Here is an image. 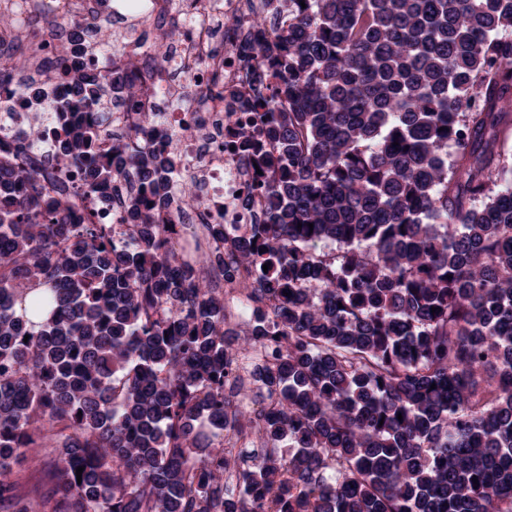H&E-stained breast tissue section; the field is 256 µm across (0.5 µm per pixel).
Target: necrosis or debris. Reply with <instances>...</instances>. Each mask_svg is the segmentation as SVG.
I'll return each mask as SVG.
<instances>
[{
	"label": "necrosis or debris",
	"instance_id": "obj_1",
	"mask_svg": "<svg viewBox=\"0 0 512 512\" xmlns=\"http://www.w3.org/2000/svg\"><path fill=\"white\" fill-rule=\"evenodd\" d=\"M14 19L15 28L0 32V70L10 82L0 88V137L24 136L29 124H40L47 134L41 156H49L55 142L49 106L61 93L58 83L44 77L59 68L58 46L62 31L48 32L31 44L29 61L19 64L14 52L17 29L41 21L80 17L95 20L99 0H0ZM123 10L137 15L142 24L122 48L107 52L94 39H86L81 53L90 64L113 68L134 58L128 78L139 92L113 109V125L134 131L141 118L159 115L166 132L152 148L174 145L179 164L168 175L172 198L181 195L185 176L197 186L193 200L182 202L165 221L177 225L183 242H191L203 225H223L226 235L245 234L248 225L264 221L265 200L256 184L250 158L233 149L225 138L227 128L241 124L258 129L262 115L239 111L238 100L220 95L217 85L256 88L259 70L244 66L242 48L254 34L258 15H275L272 0H121ZM174 24L179 38L156 52L155 30ZM38 95L36 110L23 107L19 91Z\"/></svg>",
	"mask_w": 512,
	"mask_h": 512
}]
</instances>
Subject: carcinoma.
<instances>
[{"label": "carcinoma", "instance_id": "1", "mask_svg": "<svg viewBox=\"0 0 512 512\" xmlns=\"http://www.w3.org/2000/svg\"><path fill=\"white\" fill-rule=\"evenodd\" d=\"M278 7L246 51L266 128L235 131L266 203L232 242L264 306L242 335L210 245L154 220L168 159L100 154L104 94L137 89L74 59L82 24L47 161L76 182L14 163L40 128L0 144V512H512V0ZM130 175L132 225L75 216ZM241 339L256 417L224 400ZM33 448L50 490L23 494ZM51 457L47 450H42L32 460L14 469L12 479L18 483L22 493L30 492L36 485L41 489L48 484L45 474L51 465Z\"/></svg>", "mask_w": 512, "mask_h": 512}]
</instances>
